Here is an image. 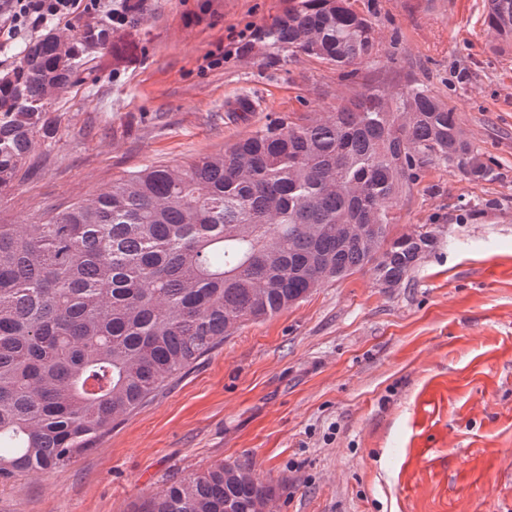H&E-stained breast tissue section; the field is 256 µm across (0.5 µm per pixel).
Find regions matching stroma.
Returning <instances> with one entry per match:
<instances>
[{
  "label": "stroma",
  "instance_id": "obj_1",
  "mask_svg": "<svg viewBox=\"0 0 512 512\" xmlns=\"http://www.w3.org/2000/svg\"><path fill=\"white\" fill-rule=\"evenodd\" d=\"M287 5L137 0L109 31L101 80L58 98L57 135L0 199V222L410 81L455 109L494 178L429 168L391 234L428 231L437 247L399 287L360 271L244 323L92 450L0 484V512H141L245 458L278 484L277 512H512V49L496 48L485 0H352L381 50L350 80L261 41ZM245 97L252 111H236Z\"/></svg>",
  "mask_w": 512,
  "mask_h": 512
}]
</instances>
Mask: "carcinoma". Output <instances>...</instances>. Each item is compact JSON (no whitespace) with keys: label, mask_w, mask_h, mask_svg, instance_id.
I'll return each instance as SVG.
<instances>
[{"label":"carcinoma","mask_w":512,"mask_h":512,"mask_svg":"<svg viewBox=\"0 0 512 512\" xmlns=\"http://www.w3.org/2000/svg\"><path fill=\"white\" fill-rule=\"evenodd\" d=\"M485 22L512 47V0H488ZM260 37L348 76L379 52L351 0H288ZM107 38L100 21L50 29L0 73V197L57 135L50 93L97 79L86 48ZM431 166L490 174L427 86L395 96L373 86L184 165L128 171L23 227L0 224V482L78 458L247 321L363 269L402 284L437 239H391L390 224ZM278 496L235 460L169 486L142 512H265Z\"/></svg>","instance_id":"cac0c4a2"}]
</instances>
